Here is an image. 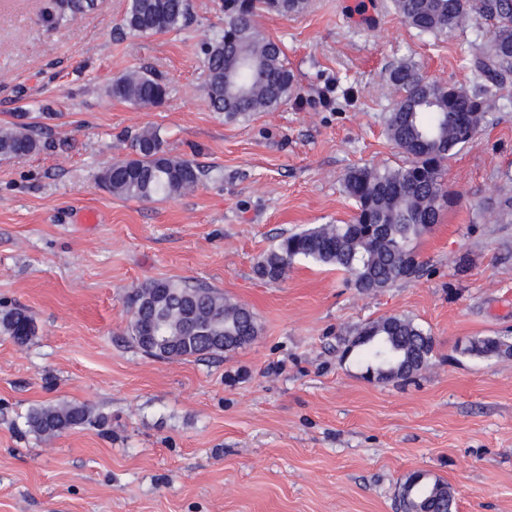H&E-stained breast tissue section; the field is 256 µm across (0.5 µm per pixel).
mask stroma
<instances>
[{
    "instance_id": "1",
    "label": "stroma",
    "mask_w": 512,
    "mask_h": 512,
    "mask_svg": "<svg viewBox=\"0 0 512 512\" xmlns=\"http://www.w3.org/2000/svg\"><path fill=\"white\" fill-rule=\"evenodd\" d=\"M48 0H0V126L41 127L39 150L0 159V310H28L36 334L0 333V512H401L399 486L423 471L452 487L455 512H512V356L461 354L474 337L512 340V80L472 142L447 162L453 202L417 239L416 277L362 293L330 266L295 262L276 283L254 266L280 236L342 224L356 166L403 164L384 117L387 74L475 89L468 59L489 21L424 34L392 0H309L258 23L279 41L297 96L226 121L205 92L204 43L221 0H190L178 30L136 35L128 0H97L70 25ZM150 69L169 95L136 107L113 79ZM156 128L204 166L173 199L113 197L100 170ZM153 279L224 292L255 314L249 344L160 360L128 336V298ZM401 315L434 340L407 380L367 379L343 342ZM78 404L92 424L44 440L40 405Z\"/></svg>"
}]
</instances>
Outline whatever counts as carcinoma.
Returning a JSON list of instances; mask_svg holds the SVG:
<instances>
[{"label":"carcinoma","mask_w":512,"mask_h":512,"mask_svg":"<svg viewBox=\"0 0 512 512\" xmlns=\"http://www.w3.org/2000/svg\"><path fill=\"white\" fill-rule=\"evenodd\" d=\"M308 0H224V30L207 44L204 90L210 106L230 122L280 107L295 92V79L279 43L258 25L263 13L294 16ZM400 19L422 33H443L460 27L476 13L492 22L491 44L476 54L474 72L482 83L473 91L426 79L413 64L389 72L401 92L386 114L389 140L406 156L404 165L362 166L343 179L356 203L347 224H321L284 236L263 254L256 273L270 281L283 278L298 260L333 266L347 273L360 292H377L414 277L412 242L438 223L448 203L445 162L470 143L488 120L498 92L512 78V0H393ZM76 17L71 2L57 5L55 25ZM188 0H130L125 26L138 35L177 29L189 20ZM112 95L135 106H158L167 85L142 71L112 82ZM41 146L27 125L0 127V157L32 153ZM135 157L110 164L108 178L98 177L109 193L123 199H172L195 188L204 169L164 148L159 133L145 128L133 146ZM129 336L156 359L191 358L241 347L258 334L254 313L203 285L150 280L129 296ZM0 333L24 344L35 334L26 310L0 313ZM151 336H168L154 344ZM356 351L366 373L377 381L408 379L426 368L433 356V338L404 316L368 323L347 340L344 352ZM460 353L476 357L512 355V343L500 337L469 340ZM91 422L83 406L66 404L33 408L26 417L30 431L55 436ZM402 512H452L454 494L439 478L408 475L400 486Z\"/></svg>","instance_id":"cac0c4a2"}]
</instances>
